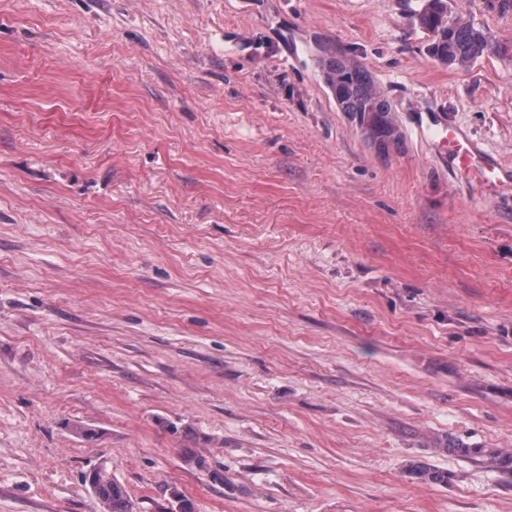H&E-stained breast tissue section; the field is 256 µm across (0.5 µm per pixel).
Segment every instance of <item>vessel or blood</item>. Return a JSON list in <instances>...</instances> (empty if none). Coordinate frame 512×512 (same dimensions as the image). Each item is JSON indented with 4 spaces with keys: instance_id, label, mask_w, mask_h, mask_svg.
<instances>
[{
    "instance_id": "vessel-or-blood-1",
    "label": "vessel or blood",
    "mask_w": 512,
    "mask_h": 512,
    "mask_svg": "<svg viewBox=\"0 0 512 512\" xmlns=\"http://www.w3.org/2000/svg\"><path fill=\"white\" fill-rule=\"evenodd\" d=\"M432 146L436 152L446 155L455 169L483 185L496 184L505 175L492 158L454 125L438 126Z\"/></svg>"
}]
</instances>
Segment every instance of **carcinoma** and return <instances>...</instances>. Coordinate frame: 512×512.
Here are the masks:
<instances>
[{"label":"carcinoma","mask_w":512,"mask_h":512,"mask_svg":"<svg viewBox=\"0 0 512 512\" xmlns=\"http://www.w3.org/2000/svg\"><path fill=\"white\" fill-rule=\"evenodd\" d=\"M413 20L432 37L429 55L448 66L466 67L489 53H507L512 46L494 43L483 30L463 22L448 12V0H422ZM324 80L342 112H349L372 126L380 145L398 142L392 108L373 80L369 70L340 54L336 48L318 45ZM93 497L97 512H135L124 487L105 468L96 472Z\"/></svg>","instance_id":"cac0c4a2"}]
</instances>
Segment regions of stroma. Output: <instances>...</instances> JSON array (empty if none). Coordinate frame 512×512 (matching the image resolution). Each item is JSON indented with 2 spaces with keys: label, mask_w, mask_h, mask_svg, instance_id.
<instances>
[{
  "label": "stroma",
  "mask_w": 512,
  "mask_h": 512,
  "mask_svg": "<svg viewBox=\"0 0 512 512\" xmlns=\"http://www.w3.org/2000/svg\"><path fill=\"white\" fill-rule=\"evenodd\" d=\"M420 5L0 0V512H94L100 465L136 512H512V179L427 129L512 169V52L440 64ZM324 80L342 112H349L372 126L380 145L398 142L399 130L394 124L392 108L373 80L369 70L340 54L336 48L319 44ZM435 129L431 144L436 152L448 155V162L455 169L486 187L495 185L505 176V171L452 123L448 121V125H439Z\"/></svg>",
  "instance_id": "obj_1"
}]
</instances>
